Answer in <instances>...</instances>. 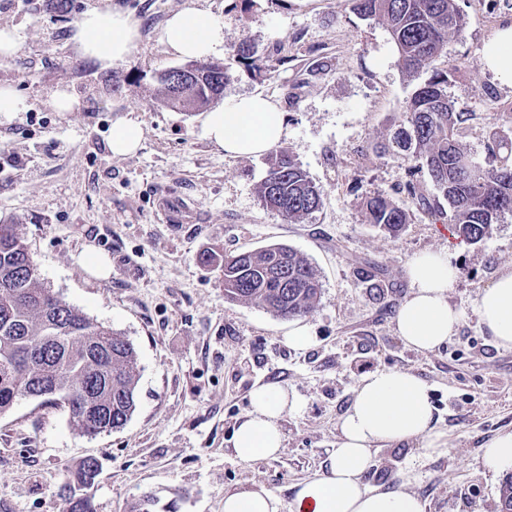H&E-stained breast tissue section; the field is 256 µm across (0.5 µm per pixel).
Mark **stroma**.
Masks as SVG:
<instances>
[{"mask_svg": "<svg viewBox=\"0 0 512 512\" xmlns=\"http://www.w3.org/2000/svg\"><path fill=\"white\" fill-rule=\"evenodd\" d=\"M183 3L0 0V28L21 35L16 54L0 55V86L27 104L0 117V224L18 225L45 288L122 333L138 355L136 409L120 429L81 434L65 408L41 398L0 415V512H60V486L88 458L100 465L88 491L95 512H130L146 495L153 512H224L225 493L255 484L293 512L298 485L325 470L361 378L377 370L428 382L447 446L378 445L366 482L412 492L427 512H496L503 479L486 472L482 453L512 430V349L485 332L475 300L512 270V214L470 245L421 213L390 235L369 224L362 199L404 180L406 161L380 148L435 70L448 74L459 143L488 163L494 133L512 131V82L480 58L495 30L512 22V0H457L462 36L413 79L386 26L360 18L351 0H197L224 31L225 97L275 101L286 117L280 149L322 191L321 208L297 224L257 198L265 156H226L204 138L203 113L160 104L161 72L182 64L160 32ZM112 7L133 15L140 40L126 61L102 69L71 36L87 10ZM244 38L262 54L283 44L286 62L267 75L248 70L233 53ZM59 88L78 100L74 111L52 107ZM122 116L140 125L142 143L115 157L108 143ZM275 243L307 256L322 282L313 311L296 321L225 299L221 272L200 261ZM89 245L111 258L108 279L79 265ZM425 251L447 253L457 269L448 300L463 313L432 352L406 345L395 322L410 291L407 265ZM368 263L385 271L384 299L354 273ZM295 324L309 332L300 346L285 339ZM267 383L302 407L280 422L279 455L244 462L233 433L251 392Z\"/></svg>", "mask_w": 512, "mask_h": 512, "instance_id": "35a3bbf8", "label": "stroma"}]
</instances>
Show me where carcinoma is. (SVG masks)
<instances>
[{
	"label": "carcinoma",
	"mask_w": 512,
	"mask_h": 512,
	"mask_svg": "<svg viewBox=\"0 0 512 512\" xmlns=\"http://www.w3.org/2000/svg\"><path fill=\"white\" fill-rule=\"evenodd\" d=\"M361 17L383 21L406 76L414 78L446 51L448 38L462 35L466 21L456 0H352ZM238 59L250 70L270 73V61L282 57L257 54L243 38L235 46ZM161 103L180 112H198L224 92L227 74L204 69L186 74L183 67L162 72ZM460 115L448 95V73L436 72L417 87L401 109L388 147L410 160L407 180L395 188L408 207L393 197H365L369 223L396 234L414 215H429L431 223L450 225L453 235L468 244L488 236L501 217L512 213V141L493 139L488 147L495 163L461 164L470 155L456 134ZM507 150L501 156L500 150ZM267 175L257 187L263 206L277 211L290 224L321 207L322 193L296 158L270 153ZM426 172L447 205L431 202L416 174ZM224 295L233 301L262 307L283 318L307 316L321 294V284L308 259L286 244L226 256ZM376 295L384 293L383 272L376 266L357 270ZM137 352L126 337L90 320L43 287L39 265L15 224H0V415L23 398H45L68 409L84 435L95 436L83 418L86 397L94 398L108 432L123 427L136 409ZM97 461L89 458L60 488L63 512H94L82 493L95 481ZM497 512H512V476L500 487Z\"/></svg>",
	"instance_id": "obj_1"
}]
</instances>
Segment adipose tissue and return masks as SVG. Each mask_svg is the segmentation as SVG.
Segmentation results:
<instances>
[{"label": "adipose tissue", "mask_w": 512, "mask_h": 512, "mask_svg": "<svg viewBox=\"0 0 512 512\" xmlns=\"http://www.w3.org/2000/svg\"><path fill=\"white\" fill-rule=\"evenodd\" d=\"M138 38L137 21L119 9L87 11L73 35L81 54L104 68L124 62ZM161 39L172 54L184 59H202L224 50L222 28L208 12L193 6L168 17ZM481 63L512 81V24L501 27L488 41ZM203 134L226 155L254 157L280 143L287 129L278 105L254 94L227 99L210 109ZM407 277L410 293L395 319L397 333L414 349L430 352L455 333L463 318L448 300L456 271L445 253L424 252L410 262ZM476 311L495 343L512 348V271L501 274L478 295ZM250 404L233 434V450L243 461L278 454L283 447L279 421L299 407L296 396L277 383L254 389ZM416 440L432 452L445 445L433 426L429 384L407 371L368 374L341 418L340 438L324 473L299 485L295 512H426L419 496L374 489L365 481L376 444ZM224 512H282V502L262 487L229 492L224 496Z\"/></svg>", "instance_id": "ef3b65f1"}]
</instances>
